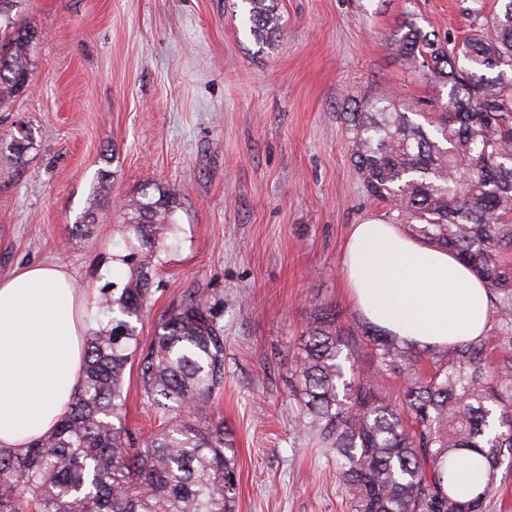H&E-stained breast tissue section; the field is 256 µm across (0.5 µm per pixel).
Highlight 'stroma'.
<instances>
[{
    "label": "stroma",
    "mask_w": 512,
    "mask_h": 512,
    "mask_svg": "<svg viewBox=\"0 0 512 512\" xmlns=\"http://www.w3.org/2000/svg\"><path fill=\"white\" fill-rule=\"evenodd\" d=\"M283 30L255 40L242 0H20L33 26L29 87L0 112L36 144L25 168L0 157V278L63 265L89 302L124 283L115 208L146 182L180 198L175 247L140 326L188 294L224 304V392L216 411L238 452L237 512H347L326 449L295 426L296 355L311 301L359 319L340 263L351 225L386 218L346 149L351 101L391 88L429 113L445 87L407 69L403 22L461 40L463 0H279ZM114 174L92 239L74 226L99 169ZM354 364L398 401L406 376L379 371L354 339ZM125 424L154 427L136 363L124 373Z\"/></svg>",
    "instance_id": "35a3bbf8"
}]
</instances>
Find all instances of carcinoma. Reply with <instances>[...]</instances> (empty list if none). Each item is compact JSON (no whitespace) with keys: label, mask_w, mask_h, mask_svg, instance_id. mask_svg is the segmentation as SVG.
I'll return each instance as SVG.
<instances>
[{"label":"carcinoma","mask_w":512,"mask_h":512,"mask_svg":"<svg viewBox=\"0 0 512 512\" xmlns=\"http://www.w3.org/2000/svg\"><path fill=\"white\" fill-rule=\"evenodd\" d=\"M250 31L280 35L278 0H243ZM17 0H0V109L27 87L35 30L16 23ZM400 54L448 87L438 111L413 120L380 92L344 114L351 164L367 192L389 206V221L452 251L498 295L512 326V0L455 43L403 25ZM493 71L490 77L487 72ZM28 132L0 142L23 168ZM113 172L100 169L75 230L88 235ZM175 192L145 183L122 206L128 266L123 286L97 301L98 329L84 342L85 376L70 412L23 454L0 448V512H236L237 450L215 398L224 388V310L202 295L183 299L141 346L138 323L154 295L153 267L177 230ZM368 339L380 368L404 371L420 350L374 326L341 321L312 304L298 354L296 426L331 451L349 512H486L504 458L512 462V360L490 369L475 340L426 350L435 372L406 382L402 408L351 371L349 337ZM138 359L141 394L163 425L140 440L122 422L124 372ZM464 459L480 466L460 479Z\"/></svg>","instance_id":"cac0c4a2"}]
</instances>
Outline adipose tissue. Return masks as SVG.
<instances>
[{"instance_id": "ef3b65f1", "label": "adipose tissue", "mask_w": 512, "mask_h": 512, "mask_svg": "<svg viewBox=\"0 0 512 512\" xmlns=\"http://www.w3.org/2000/svg\"><path fill=\"white\" fill-rule=\"evenodd\" d=\"M341 273L356 309L420 349L481 339L491 301L447 250L400 225H352ZM88 299L62 267L31 264L0 278V446L22 453L70 410L84 374Z\"/></svg>"}]
</instances>
